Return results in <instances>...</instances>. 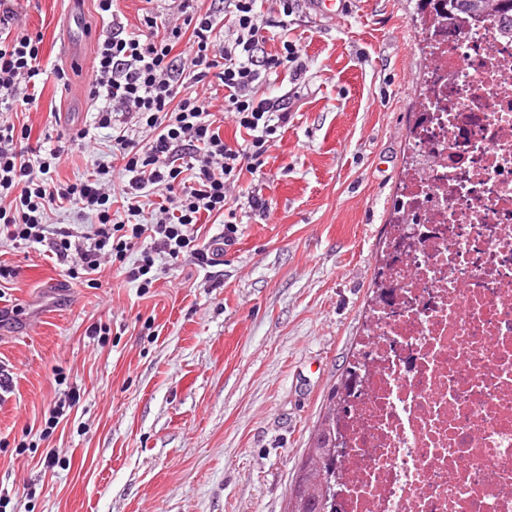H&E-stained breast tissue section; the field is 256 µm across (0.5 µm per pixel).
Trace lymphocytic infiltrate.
<instances>
[{
	"label": "lymphocytic infiltrate",
	"instance_id": "obj_1",
	"mask_svg": "<svg viewBox=\"0 0 512 512\" xmlns=\"http://www.w3.org/2000/svg\"><path fill=\"white\" fill-rule=\"evenodd\" d=\"M16 0H0V236L46 245L68 275L93 274L102 259L124 265L138 288H152L157 257L177 262L185 254L207 259L195 227L202 216L223 218L220 238H238L237 211L227 194L242 173L261 171L278 129L291 112L283 98L262 95L272 73L287 72L302 84L307 64L300 48L284 41L279 53L265 55L267 32L286 27L299 0H279L280 17L260 14L258 0H225L223 19L201 11L195 0H179L178 17L145 14L141 31L117 23V0H95L112 32L99 43L90 83L92 98H104L95 127L112 129V153L119 168L97 165L86 178L63 182L55 172L61 147L31 142V129L10 114L32 105L43 73L42 39L16 34ZM190 63L194 83L224 89L222 111L244 130L243 142L224 139L212 114V99L181 90V64ZM150 223L137 222L143 200L156 192ZM123 199L134 223L114 218L113 199ZM95 216L86 230L52 228L48 210L63 204ZM135 262H128L129 254Z\"/></svg>",
	"mask_w": 512,
	"mask_h": 512
}]
</instances>
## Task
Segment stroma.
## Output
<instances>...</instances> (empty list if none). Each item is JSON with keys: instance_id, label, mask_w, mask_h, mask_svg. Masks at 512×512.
<instances>
[{"instance_id": "stroma-1", "label": "stroma", "mask_w": 512, "mask_h": 512, "mask_svg": "<svg viewBox=\"0 0 512 512\" xmlns=\"http://www.w3.org/2000/svg\"><path fill=\"white\" fill-rule=\"evenodd\" d=\"M84 2L18 0L22 33L68 71L16 121L73 135L99 107L88 76L112 28ZM419 0H353L334 21L298 5L267 41L301 44L291 97L261 173L268 219L249 208L223 260L157 259L141 290L106 265L67 279L44 246L0 240V512H287L297 465L369 324L393 203L414 151L416 79L428 62ZM73 115L71 125L57 113ZM112 160V132L70 146L59 180ZM65 289H57L59 281ZM80 400L46 422L70 390ZM54 467H46L47 452Z\"/></svg>"}]
</instances>
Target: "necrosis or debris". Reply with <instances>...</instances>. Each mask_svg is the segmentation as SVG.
I'll list each match as a JSON object with an SVG mask.
<instances>
[{"instance_id":"4bbe7bcc","label":"necrosis or debris","mask_w":512,"mask_h":512,"mask_svg":"<svg viewBox=\"0 0 512 512\" xmlns=\"http://www.w3.org/2000/svg\"><path fill=\"white\" fill-rule=\"evenodd\" d=\"M432 40L401 200L422 243L365 339L336 512H512V29Z\"/></svg>"}]
</instances>
